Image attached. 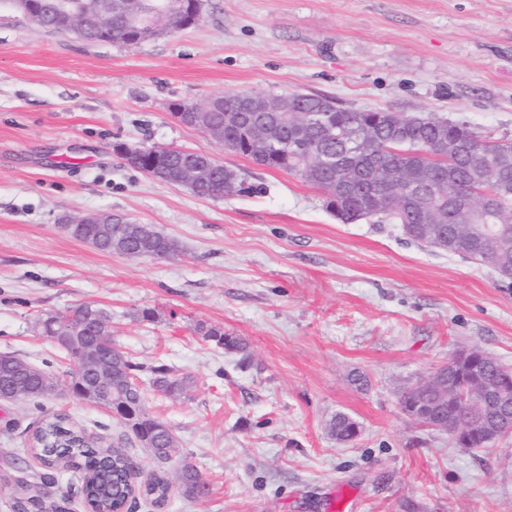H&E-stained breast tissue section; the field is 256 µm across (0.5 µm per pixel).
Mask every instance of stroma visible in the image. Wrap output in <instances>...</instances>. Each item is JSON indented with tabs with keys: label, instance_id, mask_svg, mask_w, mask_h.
<instances>
[{
	"label": "stroma",
	"instance_id": "1",
	"mask_svg": "<svg viewBox=\"0 0 512 512\" xmlns=\"http://www.w3.org/2000/svg\"><path fill=\"white\" fill-rule=\"evenodd\" d=\"M323 94L344 107L467 121L512 140V0H203L194 25L129 45L92 43L0 2V352L65 378L40 321L85 303L113 344L187 377L147 408L176 437L169 460L127 450L171 484L135 512H512V435L457 447L407 415L400 390L458 350L512 368V279L410 240L400 225L344 224L300 175L229 152L176 121V103L225 92ZM208 152L245 172L246 195L200 197L125 164L117 144ZM110 212L178 244L157 260L106 253L65 216ZM152 318L143 319V310ZM243 337L248 365L195 332ZM117 436V419L69 397L0 402V512L44 416ZM360 433L344 444L336 414ZM209 484L184 496V463ZM329 431L338 442H351L359 434L357 422L344 414L336 415L329 424Z\"/></svg>",
	"mask_w": 512,
	"mask_h": 512
}]
</instances>
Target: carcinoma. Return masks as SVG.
<instances>
[{
  "mask_svg": "<svg viewBox=\"0 0 512 512\" xmlns=\"http://www.w3.org/2000/svg\"><path fill=\"white\" fill-rule=\"evenodd\" d=\"M97 0H45L44 24L58 33H73L85 41L114 42L124 39L121 15L113 18L111 27L95 29L68 28L61 24L66 13L85 12ZM245 92L221 95L223 108L214 114L215 122L223 127L224 148L259 166L287 173H297L306 182L328 190L336 166L350 164L362 177L376 166L393 165L401 169L402 182L389 184L379 192L387 199H400L396 209L379 208L377 193L364 192L344 203L349 213L346 223L361 219L378 224H399L407 237L419 243L461 255L471 261L492 267L501 277L511 279L512 269L497 264L498 251H512V141L491 142L481 137L468 124L436 116L405 118L401 126L394 125L392 112L377 109H347L336 105L332 97L319 94L289 93L281 96L279 112H245L239 98ZM303 111L328 114V130L302 127L291 104ZM262 132L259 138H246L248 126ZM432 141L448 150L456 147L449 161H441L426 153L422 141ZM296 154L307 155L320 162L317 171L303 172L293 163ZM253 185L240 170L224 165L212 169L196 194L216 197L241 194ZM491 193L489 207L478 223L460 224L448 211V198L468 190L474 197L480 189ZM98 250L129 256L147 253L157 256L177 251L176 243L147 224H113L102 236ZM100 308L83 304L52 319L66 321L76 327V344L65 349L69 364H81L86 359V341L99 336H111L110 327L96 326L95 313ZM197 334L204 340L229 353L246 350L243 339L222 328L199 323ZM98 362L107 372L106 382L112 388V400L136 412L134 418L123 414L118 422L124 436L136 442L147 437L152 442L149 452L160 463L170 458L176 440L171 428L151 416L146 408V393L138 380L140 372H150L152 386L169 395L186 391L189 380L172 374L161 364L146 367L135 363L117 347L99 346ZM512 370L489 354L475 350L472 358L462 355L453 359L449 377L451 384L442 397L417 384L405 388L399 396L402 410L413 417L431 414L439 407L446 409L440 429L449 436L460 435L467 448H488L496 439L512 432V397L501 396L503 377ZM48 376L43 369L13 353H0V389L12 383L15 398L37 400L42 397L38 380ZM472 394V403L459 405V389ZM329 431L338 442H351L359 434L358 424L347 415L339 414L329 424ZM33 451L43 466L49 469L66 467L82 473L80 493L90 512H129L135 497L133 475L136 464L119 447L106 446L72 426L66 418L45 419L33 433ZM179 488L189 498H202L209 486L190 463L182 466L177 476ZM170 491L164 476H155L146 486L145 494L161 506ZM14 512H70L69 498L48 500L30 485L15 484Z\"/></svg>",
  "mask_w": 512,
  "mask_h": 512,
  "instance_id": "1",
  "label": "carcinoma"
}]
</instances>
